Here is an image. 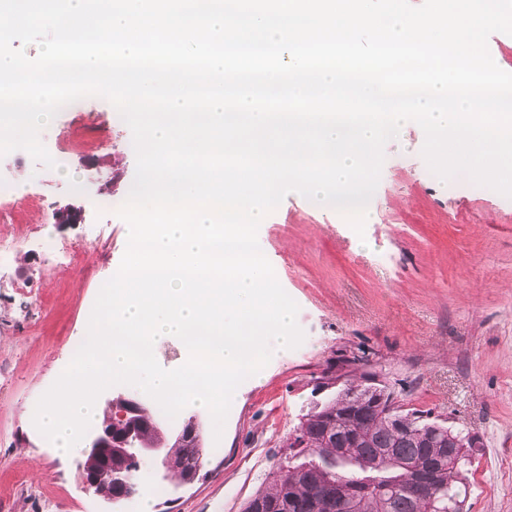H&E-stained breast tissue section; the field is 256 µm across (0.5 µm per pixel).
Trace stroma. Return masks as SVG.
Wrapping results in <instances>:
<instances>
[{
	"label": "stroma",
	"mask_w": 512,
	"mask_h": 512,
	"mask_svg": "<svg viewBox=\"0 0 512 512\" xmlns=\"http://www.w3.org/2000/svg\"><path fill=\"white\" fill-rule=\"evenodd\" d=\"M40 139L65 162L0 158L23 185L14 220L0 221L11 254L0 266V512H110L78 457L59 455L33 417L124 255L115 205L135 178L132 134L109 101L88 96ZM423 144L413 122L387 142L364 233L295 192L265 216L259 247L299 306L304 340L239 385L221 441L200 415L209 461L194 484L148 480L121 512L146 499L153 512H242L300 419L356 369L404 409L472 437L463 512H512V199L464 175L439 179ZM64 208L81 210V223H57Z\"/></svg>",
	"instance_id": "stroma-1"
}]
</instances>
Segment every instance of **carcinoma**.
Listing matches in <instances>:
<instances>
[{"instance_id": "1", "label": "carcinoma", "mask_w": 512, "mask_h": 512, "mask_svg": "<svg viewBox=\"0 0 512 512\" xmlns=\"http://www.w3.org/2000/svg\"><path fill=\"white\" fill-rule=\"evenodd\" d=\"M370 374L344 381L343 391L306 414L295 429L304 443L274 465L271 481L250 499L253 512H462L456 508L465 475L455 465L447 426L417 412L396 426L387 405L365 393ZM140 448H163L170 473L181 476L191 459L205 456L196 443H167L145 416ZM123 435L128 423L103 408L99 426Z\"/></svg>"}]
</instances>
